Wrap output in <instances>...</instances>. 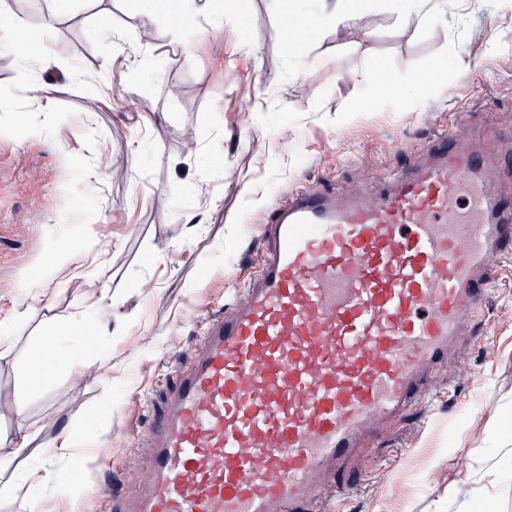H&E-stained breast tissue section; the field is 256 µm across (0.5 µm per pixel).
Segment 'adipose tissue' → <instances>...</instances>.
Here are the masks:
<instances>
[{
    "instance_id": "adipose-tissue-1",
    "label": "adipose tissue",
    "mask_w": 512,
    "mask_h": 512,
    "mask_svg": "<svg viewBox=\"0 0 512 512\" xmlns=\"http://www.w3.org/2000/svg\"><path fill=\"white\" fill-rule=\"evenodd\" d=\"M274 6L288 13L290 19L304 18L310 21L315 29L323 26L340 28L346 26L358 14L356 0H335L334 4H321L315 10L304 9L301 0H272ZM5 48L21 62V69L14 94L0 96V111L14 109L16 103H23L35 110L49 109L53 95L60 91L61 86L54 78L33 77V70H45L46 59L37 50L34 42L26 33L18 29L0 32V49ZM87 340L86 332L68 330L65 334L48 333L36 353V363L26 372V381L36 386L41 383L47 368L69 362L73 346L83 345ZM83 437L78 433H66L52 440L48 447L37 450L32 448L29 437H0V474L14 468L16 461L22 457H38L42 462H50L51 458L69 452L71 448L81 445Z\"/></svg>"
}]
</instances>
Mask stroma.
I'll use <instances>...</instances> for the list:
<instances>
[{"label":"stroma","mask_w":512,"mask_h":512,"mask_svg":"<svg viewBox=\"0 0 512 512\" xmlns=\"http://www.w3.org/2000/svg\"><path fill=\"white\" fill-rule=\"evenodd\" d=\"M348 27L289 39L270 0H213L196 25L216 45L189 51L159 14L149 40L126 0H16V20L41 35L48 72L77 74L45 112H0V434L93 426L109 454H85L79 481L63 480L60 512H100L131 477L146 427L205 322L243 287L261 251L259 227L298 181L355 193L419 161L434 131L494 150L512 142V0H440L446 21L400 17L397 0H363ZM122 48L150 53L136 111L114 100L100 68L112 45L95 39L102 7ZM477 70L456 76L457 58ZM381 66L393 87L372 81ZM423 79L419 99L405 84ZM482 114L480 126L460 120ZM100 179L86 182L85 169ZM124 299L100 345L49 368L30 389L26 371L49 328L77 324L102 289ZM112 355V389L93 379ZM512 427V260L503 263L473 340L434 372L419 403L378 424L341 463L345 495L328 512H456L451 486L473 487L512 469L497 441Z\"/></svg>","instance_id":"35a3bbf8"}]
</instances>
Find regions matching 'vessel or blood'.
Instances as JSON below:
<instances>
[{"label": "vessel or blood", "mask_w": 512, "mask_h": 512, "mask_svg": "<svg viewBox=\"0 0 512 512\" xmlns=\"http://www.w3.org/2000/svg\"><path fill=\"white\" fill-rule=\"evenodd\" d=\"M436 141L380 187L301 184L268 212L247 300L206 323L121 512H320L337 463L474 335L512 201L497 157Z\"/></svg>", "instance_id": "vessel-or-blood-1"}]
</instances>
